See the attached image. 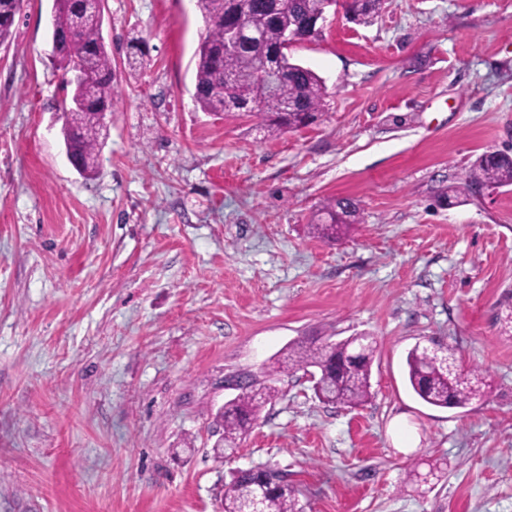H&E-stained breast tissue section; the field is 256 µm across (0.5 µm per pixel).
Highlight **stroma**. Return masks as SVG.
I'll list each match as a JSON object with an SVG mask.
<instances>
[{"instance_id":"stroma-1","label":"stroma","mask_w":512,"mask_h":512,"mask_svg":"<svg viewBox=\"0 0 512 512\" xmlns=\"http://www.w3.org/2000/svg\"><path fill=\"white\" fill-rule=\"evenodd\" d=\"M52 4L23 0L0 45V512H221L231 471L262 465L303 512H512V186L466 182L512 154V0L329 16L289 51L324 80L322 115L276 136L197 106L195 0H104L119 99L89 179L66 157ZM340 197L359 223L311 237ZM361 334L367 404L322 403L284 369L215 456L226 379ZM417 344L454 347L493 394L425 404L405 379Z\"/></svg>"}]
</instances>
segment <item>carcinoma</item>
Segmentation results:
<instances>
[{"label":"carcinoma","mask_w":512,"mask_h":512,"mask_svg":"<svg viewBox=\"0 0 512 512\" xmlns=\"http://www.w3.org/2000/svg\"><path fill=\"white\" fill-rule=\"evenodd\" d=\"M269 0H198V7L208 25V34L196 50L195 92L197 105L204 112L239 110L261 116V126L271 134L285 128L297 129L314 123L328 96L322 78L312 69L282 57V78L274 94L258 96L264 80V59L292 29L303 41L320 35L310 21L319 12L321 0H287L280 10ZM384 0H345L350 22L368 26L382 11ZM239 25L247 29L238 48L224 49L226 32ZM80 51L94 56L89 75L92 98L85 99V85L67 82L71 93L62 99L65 121L64 141L79 156L83 176L91 177L98 169L99 149L106 138V126L98 114L112 111L115 93L112 86V59L102 36V24L89 16L76 34ZM469 181L491 186L512 185V154L489 152L473 164ZM356 203L347 199H330L318 210L317 222L310 225L312 234L323 240H335L351 229L358 220ZM376 345L370 336H349L332 347L316 339L300 341L288 354V362L298 368L319 371L316 396L325 404L360 406L371 398V370ZM407 380L414 394L423 402L446 408L452 404L465 408L485 399L492 385L482 370H464L457 365L451 349L433 353L428 346L413 347L406 357ZM278 389L263 383H247L241 392L224 404L219 415L223 426L217 455L236 448L250 432L263 408L276 397ZM269 470L257 468L232 475L224 489V512H246L252 501H260L263 512H302L294 488L283 479L266 482Z\"/></svg>","instance_id":"cac0c4a2"}]
</instances>
